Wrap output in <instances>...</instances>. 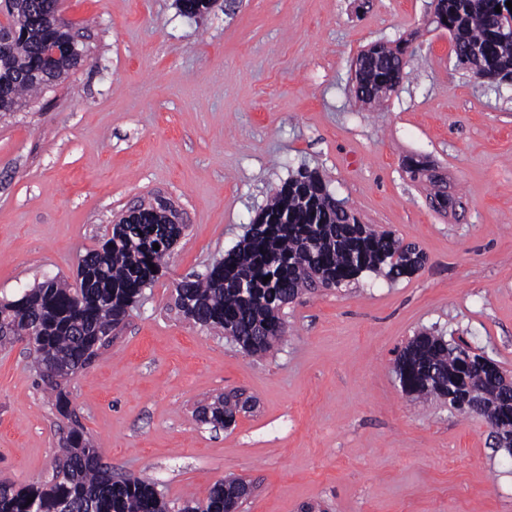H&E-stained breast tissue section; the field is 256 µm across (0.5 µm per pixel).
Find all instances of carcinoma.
<instances>
[{
	"label": "carcinoma",
	"instance_id": "1",
	"mask_svg": "<svg viewBox=\"0 0 512 512\" xmlns=\"http://www.w3.org/2000/svg\"><path fill=\"white\" fill-rule=\"evenodd\" d=\"M504 0H436V16L447 20L457 65L475 75L512 74V27L495 7ZM10 42L0 52V94L15 110L27 96L60 81L76 67L71 51L56 59L52 46H75L58 0H0ZM405 49L395 46L369 62L354 97L379 105L396 90ZM413 179H425L431 202L446 209L452 200L427 165L410 158ZM158 202L133 207L129 218L112 226L77 267L76 285L56 278L0 298V344L25 341L32 347L37 375L62 416L71 414L64 381L81 374L112 339L143 290L162 275L165 253L153 248L177 237L180 229L158 214ZM416 246L364 224L328 191L319 173L306 166L284 181L261 208L242 240L224 252L202 277L176 286L183 316L224 334L252 356L266 354L286 333L284 307L303 291L340 288L365 273L396 281L422 267ZM155 269H150V266ZM271 276L268 282L262 278ZM481 355L465 342L454 345L430 332L416 334L397 358L402 389L418 397L443 398L461 409L468 396L483 399L479 415L512 433V398L499 387L501 375L478 366ZM238 405L216 397L201 406L206 423L235 422ZM224 482L204 501H187L179 512H224ZM33 502H27V499ZM0 512H171L155 483L143 476L112 475L100 451L80 426L73 427L54 459L46 483H0Z\"/></svg>",
	"mask_w": 512,
	"mask_h": 512
}]
</instances>
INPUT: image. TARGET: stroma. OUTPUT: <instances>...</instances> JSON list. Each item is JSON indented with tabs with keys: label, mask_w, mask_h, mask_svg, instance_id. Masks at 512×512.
<instances>
[{
	"label": "stroma",
	"mask_w": 512,
	"mask_h": 512,
	"mask_svg": "<svg viewBox=\"0 0 512 512\" xmlns=\"http://www.w3.org/2000/svg\"><path fill=\"white\" fill-rule=\"evenodd\" d=\"M432 0H62L83 54L27 108L0 116V297L74 282L116 214L162 195L186 231L111 345L66 386L74 419L38 386L19 342L0 348V482L50 480L73 423L113 475L167 501L222 478L240 512H512V455L490 426L402 391L398 351L431 328L512 375V85L457 68ZM410 40L383 106L350 93L378 40ZM446 174L435 209L405 158ZM364 223L426 256L399 281L304 292L265 355L185 319L175 286L205 274L300 166ZM238 396L217 429L198 406Z\"/></svg>",
	"instance_id": "obj_1"
}]
</instances>
